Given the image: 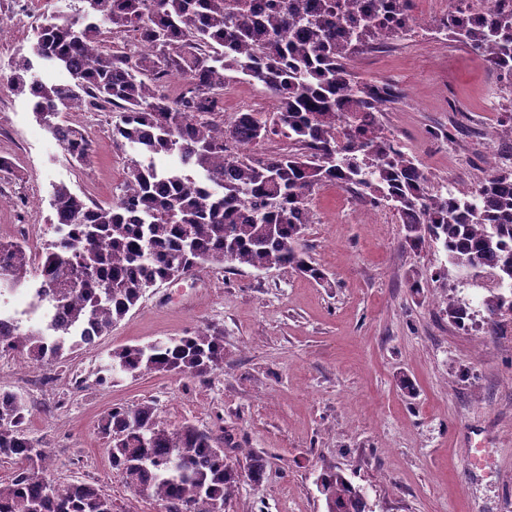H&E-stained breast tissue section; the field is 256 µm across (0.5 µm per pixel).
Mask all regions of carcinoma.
Returning a JSON list of instances; mask_svg holds the SVG:
<instances>
[{"instance_id":"1","label":"carcinoma","mask_w":512,"mask_h":512,"mask_svg":"<svg viewBox=\"0 0 512 512\" xmlns=\"http://www.w3.org/2000/svg\"><path fill=\"white\" fill-rule=\"evenodd\" d=\"M70 15L39 26L36 53L68 74L45 83L30 79L22 61L9 82L26 93L33 111L74 161L93 157L86 132L62 114L80 106L117 112L112 142L179 164L159 170L130 160L120 192L108 207L61 185L55 190L58 236L33 258L29 246L0 239V284L17 288L37 278L31 309L49 301L63 317L20 331L0 320V349L17 350L52 367L112 330L158 284L207 265L231 263L260 271L290 268L327 280L304 244L311 223L308 197L323 186L388 205L405 230L402 247L436 246L447 265L434 279L455 277L463 287L473 271L498 278L483 287L480 305L491 328L512 311V169L491 168L465 192L433 190L399 142L384 132L383 112L402 98L388 80H358L350 61L381 49L405 31L413 0H80ZM481 16L448 12L438 31L468 46L489 74L512 86V4L486 0ZM129 33L143 48L103 46L102 32ZM243 74L276 101L269 115L239 112L224 121V85ZM183 81L176 96L164 89ZM278 136L287 150L270 156L233 152ZM476 310L448 299V318L464 328ZM224 365L221 331L123 346L110 353L99 382L115 372L153 371L203 376ZM28 405L0 390V460L17 464L0 482V512H118L112 496L84 481L47 478L50 448L27 432ZM113 468L136 483L161 512H224L239 490L236 465L212 433L185 423L160 425L149 404L114 406L97 423ZM326 512H366L363 490L335 466L318 476Z\"/></svg>"}]
</instances>
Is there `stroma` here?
Segmentation results:
<instances>
[{"label":"stroma","instance_id":"35a3bbf8","mask_svg":"<svg viewBox=\"0 0 512 512\" xmlns=\"http://www.w3.org/2000/svg\"><path fill=\"white\" fill-rule=\"evenodd\" d=\"M414 0L427 29L403 33L352 65L366 81L388 79L403 98L380 120L435 189L462 191L489 163L512 167L500 139L512 90L484 61L437 33L438 11ZM78 0H42L28 33L0 34V237L29 234L32 252L54 240V192L108 206L126 174L129 151L112 141L114 112H73L90 131V164L69 161L9 78L34 56V29ZM224 117L269 113L265 87L229 82ZM308 206V251L327 284L289 269L207 267L148 289L108 334L71 355L55 378L57 395L26 379L36 365L0 350V387L23 393L28 429L71 459L64 480L97 483L121 512H157L151 497L127 489L95 428L117 404H152L158 421L192 423L219 438L231 462L266 459L261 480L242 479L224 512H325L316 486L322 468L340 467L363 488L370 512H512V314L495 331L458 328L448 318L455 279L435 282L446 262L433 247H401L405 230L393 209L367 210L336 187L317 189ZM418 290H411V283ZM204 327L223 332L224 367L199 377L151 372L96 379L113 349L182 336ZM409 379L405 392L401 379Z\"/></svg>","mask_w":512,"mask_h":512}]
</instances>
